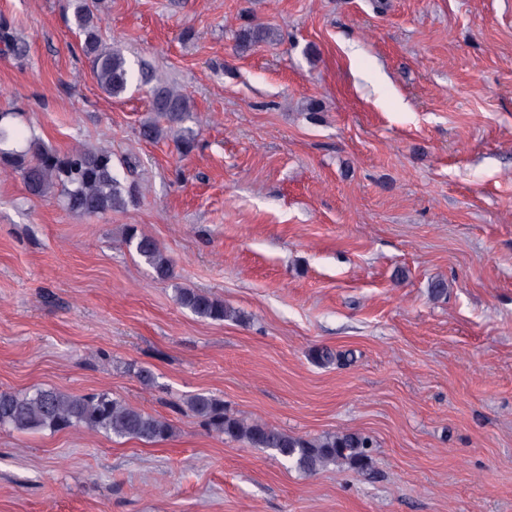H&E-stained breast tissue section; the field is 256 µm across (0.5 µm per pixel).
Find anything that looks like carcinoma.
Masks as SVG:
<instances>
[{"instance_id": "1", "label": "carcinoma", "mask_w": 512, "mask_h": 512, "mask_svg": "<svg viewBox=\"0 0 512 512\" xmlns=\"http://www.w3.org/2000/svg\"><path fill=\"white\" fill-rule=\"evenodd\" d=\"M97 11V0H72L71 24L100 88L117 97L134 82H150L145 68L133 69L121 50L103 44ZM271 36L269 28L249 24L238 32V46L250 47ZM151 110L168 125L178 126L186 120L192 105L187 95L159 82L151 90ZM17 117L16 112H0V168L18 173L30 195H57L67 210L88 217L137 204L139 186L121 176L111 150L82 145L59 151L22 130ZM124 242L157 279L175 278L172 261L153 238L130 226ZM174 292L177 304L199 318L223 321L235 316L224 306V300L201 289L177 285ZM185 406L209 430L253 448L271 450L306 474L331 465L364 473L372 466V441L360 433L303 437L261 423H246L226 409L223 399L206 393L190 396ZM77 426L147 443L164 441L173 433L167 420L116 399L109 392L77 396L51 388L26 393L0 391V428L60 432Z\"/></svg>"}]
</instances>
